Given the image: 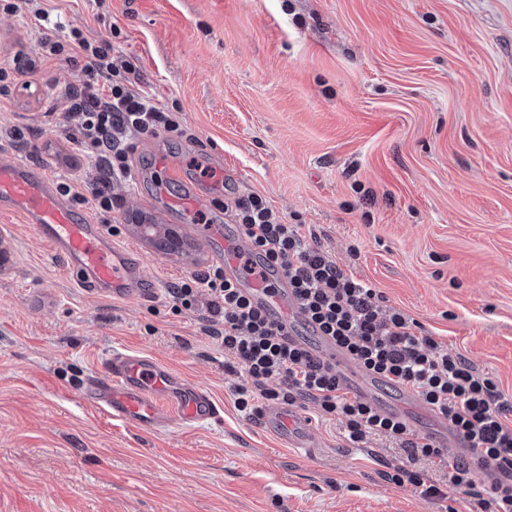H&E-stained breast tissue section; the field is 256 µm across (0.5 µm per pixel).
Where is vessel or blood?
I'll use <instances>...</instances> for the list:
<instances>
[{"instance_id": "vessel-or-blood-1", "label": "vessel or blood", "mask_w": 512, "mask_h": 512, "mask_svg": "<svg viewBox=\"0 0 512 512\" xmlns=\"http://www.w3.org/2000/svg\"><path fill=\"white\" fill-rule=\"evenodd\" d=\"M0 210L15 213L29 224L42 242L64 257L80 285L110 292L117 299L159 295L160 283L145 275L135 249L116 245L106 225L73 210L61 198L55 180L43 170L16 162L0 163ZM246 241L241 233L236 240L222 244L209 239L207 247L226 277L255 306L269 313L285 336H297L299 311L285 272L275 270L266 280L240 274L239 257ZM317 353L335 366L355 395L367 401L376 397L377 379L357 368L331 339L321 338ZM83 400L89 407L150 430L160 426L159 409L163 406L186 424L209 420L217 412L214 400L201 387L156 360L122 352L107 358L104 373L88 378ZM262 419L267 430L288 447L309 448L311 423L297 410L271 406Z\"/></svg>"}]
</instances>
